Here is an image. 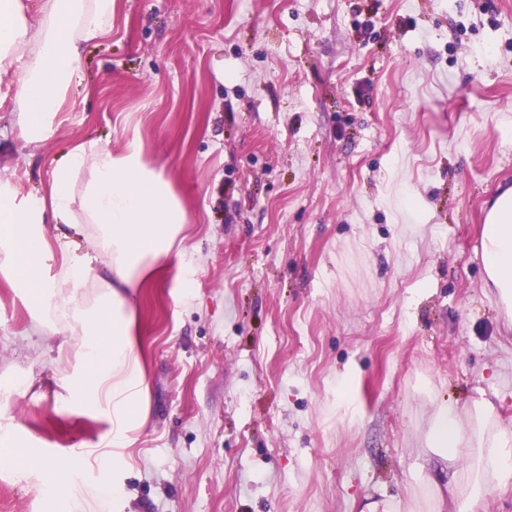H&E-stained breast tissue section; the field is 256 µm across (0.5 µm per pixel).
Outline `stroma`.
<instances>
[{
  "label": "stroma",
  "instance_id": "1",
  "mask_svg": "<svg viewBox=\"0 0 512 512\" xmlns=\"http://www.w3.org/2000/svg\"><path fill=\"white\" fill-rule=\"evenodd\" d=\"M16 93L0 79L18 196L76 143L134 140L189 215L193 284L171 266L133 301L146 419L112 512H369L431 470L433 402L512 422L481 254L512 186V0H115L39 143ZM64 335L0 275V429L91 475L110 425L61 399ZM42 478L0 467V512H50Z\"/></svg>",
  "mask_w": 512,
  "mask_h": 512
}]
</instances>
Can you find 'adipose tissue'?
I'll return each mask as SVG.
<instances>
[{"label": "adipose tissue", "instance_id": "adipose-tissue-1", "mask_svg": "<svg viewBox=\"0 0 512 512\" xmlns=\"http://www.w3.org/2000/svg\"><path fill=\"white\" fill-rule=\"evenodd\" d=\"M114 0H38L36 26H29L19 0H0V75L16 73L22 135L40 141L66 97L75 64L88 40L112 32ZM85 225L86 247L52 245L48 225ZM188 213L163 172L151 167L140 146L119 153L75 145L58 165L45 193L18 197L0 184V272L11 276L35 322L63 324L70 335L52 363L65 401L111 418L109 439L124 446L144 423L145 372L134 336L131 297L168 262L188 285L196 273L184 247ZM486 284L512 325V188L486 212L482 228ZM104 262L92 302L78 296ZM424 453L439 464L442 479L418 482L409 512H477L494 491L512 488V424H505L486 398L433 407ZM8 463L44 469L43 497L63 512H110L121 493L102 458L100 479L83 489L74 461L41 458L33 448H11Z\"/></svg>", "mask_w": 512, "mask_h": 512}]
</instances>
